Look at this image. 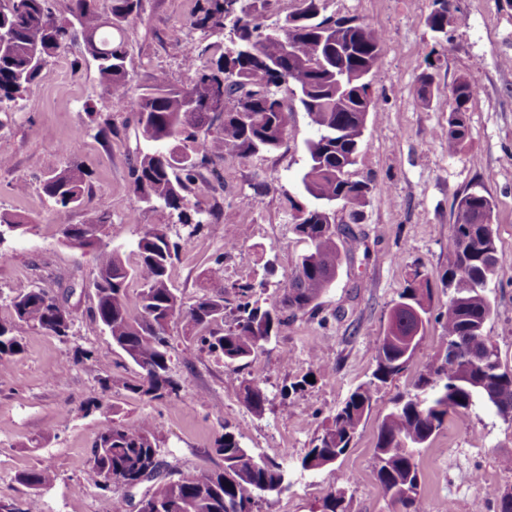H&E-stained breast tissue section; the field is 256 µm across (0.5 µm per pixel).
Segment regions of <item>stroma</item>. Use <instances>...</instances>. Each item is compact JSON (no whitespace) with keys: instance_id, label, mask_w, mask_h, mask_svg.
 <instances>
[{"instance_id":"1","label":"stroma","mask_w":512,"mask_h":512,"mask_svg":"<svg viewBox=\"0 0 512 512\" xmlns=\"http://www.w3.org/2000/svg\"><path fill=\"white\" fill-rule=\"evenodd\" d=\"M432 0H324L326 14L356 17L384 33L362 153L351 172L370 192L360 205L354 230L362 239L356 252L343 251L335 282L319 298L317 315L289 317L277 336L248 363L230 368L183 337L180 323L172 336L170 374L177 398L146 401L123 387L103 389L112 376L139 380L142 371L91 319L90 289L68 294L71 281L91 279L95 254L62 241V229L81 224L88 211L112 218L110 247L128 266L137 262L140 225L167 217L143 209L132 192L130 166L137 142L128 110L114 106L95 61L83 42L71 43L55 59L48 76L22 93L12 108L0 111V211L27 217L29 232L0 252V318L17 293L42 288L67 296L71 333L60 339L17 325L21 351L0 373V496L26 499L17 477L51 466L56 479L40 492L41 512H137L144 486L86 482L92 444L105 419L138 424L150 420L168 470L196 476L221 470L214 441L224 427L235 431L254 454L282 462L290 486L259 512H317L333 489H346L349 512H402L385 496L375 471L378 426L393 398L412 390L419 366L436 362L442 329L431 324L420 344L415 367L375 395L345 455L315 473L301 472L298 461L313 445L322 423L340 408L376 367L374 340L383 335L390 311L420 270L433 280L432 305L442 310L450 291L439 281L449 264L452 205L463 192L484 188L494 200L493 230L499 269L488 288L495 314L486 334L512 366V5L507 0H452L454 22L447 36L433 32L427 17ZM197 0H142L141 16L124 32L126 67L134 88L150 86L158 74L182 85L187 41L200 40L190 26ZM448 51H441L442 40ZM440 51L435 69L426 58ZM432 71L442 94L419 102V76ZM473 87L470 133L457 153L448 151V100L445 90L458 77ZM111 119L112 131L99 135L98 122ZM315 129L306 113L295 112L278 151L248 159L228 158L218 169L224 179V219L207 225L183 250L171 282L184 306L203 295L202 273L209 258L226 243L239 246L224 262L225 282L263 280L268 301L278 300L297 257L309 248L293 229L292 202H305L298 175L306 165V144ZM79 141L78 151L63 147ZM76 166L88 176L86 205L55 207L43 192L49 171ZM326 371H318V363ZM315 381L304 391L284 395L305 374ZM254 381L267 402L262 415L244 403L242 381ZM512 457V424L476 408L451 417L417 458L421 512H496L487 488L512 492V471L501 464Z\"/></svg>"}]
</instances>
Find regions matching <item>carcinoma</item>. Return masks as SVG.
Returning a JSON list of instances; mask_svg holds the SVG:
<instances>
[{
	"label": "carcinoma",
	"mask_w": 512,
	"mask_h": 512,
	"mask_svg": "<svg viewBox=\"0 0 512 512\" xmlns=\"http://www.w3.org/2000/svg\"><path fill=\"white\" fill-rule=\"evenodd\" d=\"M295 11L270 34L257 22L249 0H201L191 26L220 34L230 27L240 32L238 46L224 49L218 42H189L183 52L186 83L176 88L160 75L138 94L132 93L126 69L123 24L139 16L141 0H112V23H106L95 0H70V18L58 19L46 0H0V35L7 49L0 51V107L47 77L53 59L80 34L86 52L97 63L111 96L131 107L135 137L153 145L137 151L131 168L132 190L142 206L167 211V224L142 225L136 266H127L119 252L102 236L112 226L106 214L88 213L82 224L63 229L67 243L96 251L91 285L95 322L115 346L143 371V377L122 386L140 398L165 400L179 395V384L169 372V326L183 324V335L200 349L224 358L227 364L248 359L268 342L284 323L287 311L315 312L320 296L331 287L341 262L340 239L349 249L359 239L350 226L336 229L329 222L332 208L345 202L363 203L370 188L350 179V167L360 152L369 113L376 97L366 96L384 45L381 32L352 18L323 14L322 0H298ZM453 21L450 0H432L427 22L432 31L447 33ZM291 51L282 54V41ZM441 93L431 74H422L418 98L428 103ZM473 88L459 78L448 96V153H456L469 137L468 103ZM294 106H288L285 96ZM309 116L316 136L307 144L308 162L300 175L303 192L312 206L291 203L295 214L307 215L294 223L309 241L310 250L295 266L278 308L259 305L266 283H232L205 293L185 309L171 287L169 270L187 239L174 233L180 224L193 235L224 217L217 199L192 200L191 187L205 182L203 171L225 158L246 159L278 150L295 108ZM219 130L210 135L213 125ZM87 174L78 168L53 171L43 189L58 207L85 204ZM494 202L490 194L467 191L456 198L453 230L448 237L450 264L441 278L451 289L445 312L433 314L431 281L414 270L412 281L398 296L395 332L375 341L376 368L372 380L357 386L324 426L300 469L317 472L344 455L364 417L370 412L379 386L393 381L415 365L419 344L406 345L416 330L426 334L432 322H442L443 345L455 342L458 356L444 354L439 364L424 367L415 393L395 398L379 425L375 445L377 480L385 495L405 512L419 510V473L416 454L450 416L462 418L476 407L494 412L512 423V369L503 364L496 346L486 336L495 314L488 286L496 275L499 257L492 227ZM26 218L0 212V248L25 235ZM208 283L224 281V253L213 255L203 272ZM138 289L130 290L131 281ZM14 320H0V368L21 352L15 323H25L49 335L66 338L73 326L55 297L41 288L10 299ZM231 316L230 324L224 318ZM247 407L260 415L266 395L256 383L242 385ZM222 456L221 470L192 476L158 487L147 503L148 512H253L257 504L281 494L289 486L288 469L244 448L229 426L215 440ZM87 482L104 489L110 483L129 485L148 469L162 466L149 421L129 425L109 420L94 441ZM55 472L43 466L20 474L17 481L34 491L50 485ZM346 495H327L320 512H348Z\"/></svg>",
	"instance_id": "cac0c4a2"
}]
</instances>
